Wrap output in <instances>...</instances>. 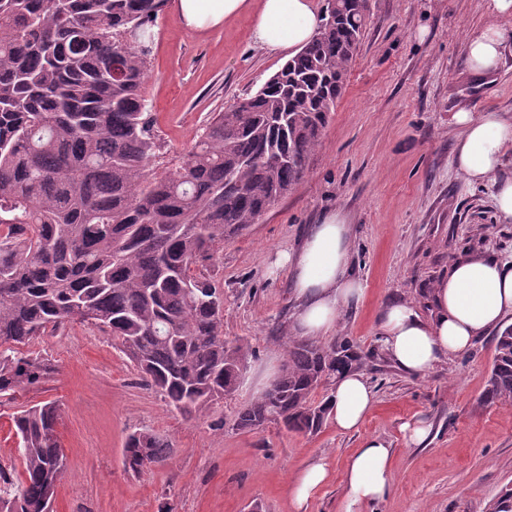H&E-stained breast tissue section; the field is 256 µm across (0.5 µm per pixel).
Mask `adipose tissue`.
<instances>
[{
    "mask_svg": "<svg viewBox=\"0 0 512 512\" xmlns=\"http://www.w3.org/2000/svg\"><path fill=\"white\" fill-rule=\"evenodd\" d=\"M173 8L190 31L220 26L249 12L257 45L271 52L303 47L315 35L319 15L312 0H175ZM512 47V28L490 24L471 31L465 44L469 69L494 72ZM460 135L455 163L466 182L489 185L500 219L512 221V179L497 172L512 150V119L498 112L461 110L454 115ZM277 264L292 278L297 305L292 314L303 336L331 335L343 311L363 288L351 273L350 226L335 212L313 225L299 247L279 254ZM431 312L409 302L386 306L379 336L388 357L403 371L422 375L442 358L470 352L475 340L512 315V261L489 255L455 259L429 291ZM375 401L366 378L351 370L337 378L329 420L341 432L358 430ZM393 453L378 437L361 441L349 457L342 482V512H362L392 491Z\"/></svg>",
    "mask_w": 512,
    "mask_h": 512,
    "instance_id": "adipose-tissue-1",
    "label": "adipose tissue"
}]
</instances>
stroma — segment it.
<instances>
[{"instance_id": "obj_1", "label": "stroma", "mask_w": 512, "mask_h": 512, "mask_svg": "<svg viewBox=\"0 0 512 512\" xmlns=\"http://www.w3.org/2000/svg\"><path fill=\"white\" fill-rule=\"evenodd\" d=\"M491 23L511 25L512 16L490 14L487 0H370L364 38L304 179L261 223L225 242L211 267L224 289V336L245 352L234 396L185 420L111 337L74 323L30 347L54 361L55 374L0 398V465L22 470L13 415L53 401L67 457L55 512H248L255 504L294 512L291 479L319 460L330 477L306 512H338L345 462L368 436L393 450V489L375 512H486L512 488V404L480 402L492 336L411 376L386 356L378 324L395 301L427 311L432 284L469 248L512 256V223L500 221L490 187L468 184L454 164V112L512 117V51L485 79L466 65L467 34ZM153 34L144 92L164 145L153 164L161 174L213 113L255 93L288 55L255 45L247 13L190 31L168 4ZM332 210L350 219L352 272L363 286L336 333L365 355L361 372L375 403L352 433L329 424L314 435L276 424L239 431L237 410L277 376L285 361L278 338L292 329L290 275L273 263ZM413 419L432 426L424 446L403 438L401 424ZM135 431L168 439L170 458L126 472L122 451Z\"/></svg>"}]
</instances>
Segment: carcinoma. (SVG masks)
<instances>
[{
	"mask_svg": "<svg viewBox=\"0 0 512 512\" xmlns=\"http://www.w3.org/2000/svg\"><path fill=\"white\" fill-rule=\"evenodd\" d=\"M164 3L0 0V395L53 374L24 348L73 323L112 336L187 420L238 389L243 347L224 339V291L193 268L304 178L370 9L327 0L315 37L158 175L143 84ZM133 28L140 38L123 43ZM279 340L286 359L272 390L234 426L315 434L336 378L362 356L346 337ZM494 343L482 401L512 403V325ZM58 420L53 402L13 416L24 478L0 467V512H49L66 469ZM171 448L133 432L124 467L139 473Z\"/></svg>",
	"mask_w": 512,
	"mask_h": 512,
	"instance_id": "obj_1",
	"label": "carcinoma"
}]
</instances>
